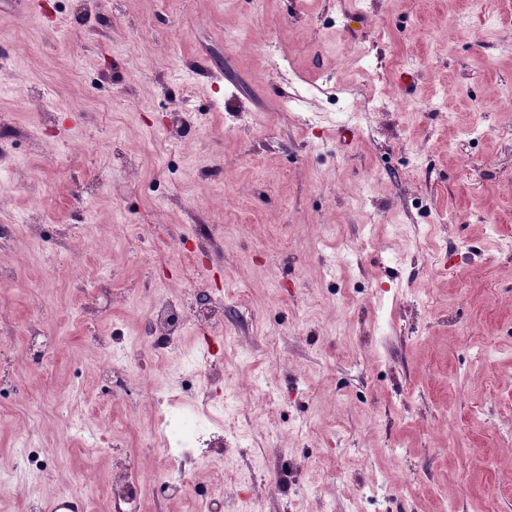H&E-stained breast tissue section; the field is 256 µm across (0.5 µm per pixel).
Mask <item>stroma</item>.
Here are the masks:
<instances>
[{
	"label": "stroma",
	"instance_id": "obj_1",
	"mask_svg": "<svg viewBox=\"0 0 512 512\" xmlns=\"http://www.w3.org/2000/svg\"><path fill=\"white\" fill-rule=\"evenodd\" d=\"M2 54L0 512H512V0H0ZM212 318L209 302L200 295L195 303L186 307L168 304L156 309L149 317L145 333L154 338L155 342L163 343L169 341L172 336H179L186 322L207 325ZM165 430L170 440L178 448H191L200 438L203 425L183 411L170 410L165 417ZM40 512H84L83 503L75 496L61 493L44 501L40 508Z\"/></svg>",
	"mask_w": 512,
	"mask_h": 512
}]
</instances>
